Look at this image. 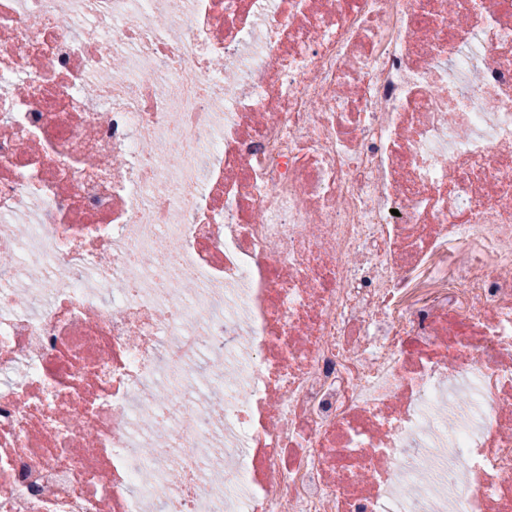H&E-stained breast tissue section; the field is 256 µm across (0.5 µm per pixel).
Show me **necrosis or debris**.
<instances>
[{
	"label": "necrosis or debris",
	"mask_w": 512,
	"mask_h": 512,
	"mask_svg": "<svg viewBox=\"0 0 512 512\" xmlns=\"http://www.w3.org/2000/svg\"><path fill=\"white\" fill-rule=\"evenodd\" d=\"M0 512H512V0H0Z\"/></svg>",
	"instance_id": "necrosis-or-debris-1"
}]
</instances>
